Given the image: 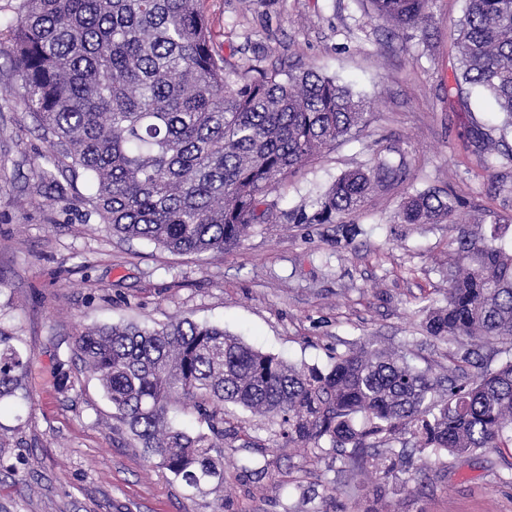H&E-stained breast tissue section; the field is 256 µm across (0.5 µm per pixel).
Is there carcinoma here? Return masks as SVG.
I'll return each mask as SVG.
<instances>
[{
  "mask_svg": "<svg viewBox=\"0 0 512 512\" xmlns=\"http://www.w3.org/2000/svg\"><path fill=\"white\" fill-rule=\"evenodd\" d=\"M200 0H23L11 28L18 97L55 152L88 176L89 212L121 239L179 254H222L254 224H334L373 180L362 169L291 209L289 174L369 124L352 91L309 68L235 72L211 46ZM404 29L428 0H369ZM455 40L456 84L481 87L512 130V0H467ZM457 201L417 191L401 224L452 222ZM497 231L461 230L446 304L423 307L426 336L448 344V374L404 350L363 346L331 368L297 367L223 328L177 318L159 327H99L76 337L118 418L149 457L194 489L224 482V407L276 419L284 446L340 453L336 490H377L403 461L512 447V250ZM0 328V402L21 397L31 359ZM501 348L483 352L489 342ZM508 358L494 367L495 356ZM189 405L206 429L175 422Z\"/></svg>",
  "mask_w": 512,
  "mask_h": 512,
  "instance_id": "1",
  "label": "carcinoma"
}]
</instances>
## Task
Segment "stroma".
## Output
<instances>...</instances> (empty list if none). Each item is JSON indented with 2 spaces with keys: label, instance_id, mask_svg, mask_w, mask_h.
Returning <instances> with one entry per match:
<instances>
[{
  "label": "stroma",
  "instance_id": "35a3bbf8",
  "mask_svg": "<svg viewBox=\"0 0 512 512\" xmlns=\"http://www.w3.org/2000/svg\"><path fill=\"white\" fill-rule=\"evenodd\" d=\"M213 46L231 64L314 67L349 85L370 123L288 176L285 208L328 188L342 173L385 156L401 178L374 182L362 206L337 224H256L221 255L174 254L123 240L87 216L83 170L38 183L35 160L48 147L15 92L13 58L0 52V327L31 357L26 384L35 405L0 406V512H512V448L443 457L421 491L386 485L375 503L324 488L335 452L280 447L277 426L239 408L231 419L252 442L224 443V482L194 490L148 459L119 430L96 377L74 354L87 328L176 317L209 323L255 349L300 366L330 367L364 344L407 348L419 367L444 372L447 344L426 343L424 298L446 301L454 224H400L406 197L436 189L459 201L476 234L497 228L512 246V158L494 169L473 139L512 149L492 97L457 86L450 36L466 0H430L418 28L394 30L369 0H201ZM345 223V224H346ZM63 365L68 391L53 371ZM268 473L255 479V465Z\"/></svg>",
  "mask_w": 512,
  "mask_h": 512
}]
</instances>
